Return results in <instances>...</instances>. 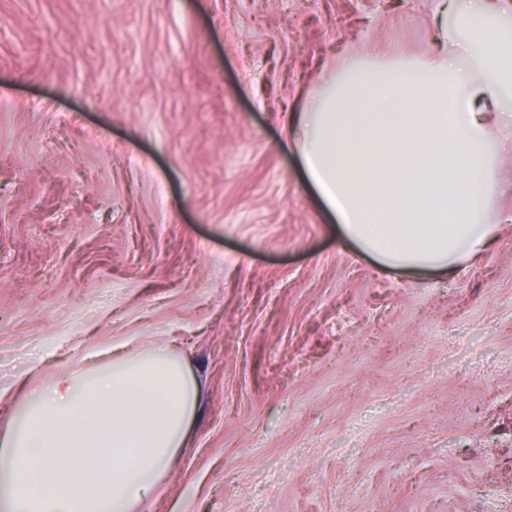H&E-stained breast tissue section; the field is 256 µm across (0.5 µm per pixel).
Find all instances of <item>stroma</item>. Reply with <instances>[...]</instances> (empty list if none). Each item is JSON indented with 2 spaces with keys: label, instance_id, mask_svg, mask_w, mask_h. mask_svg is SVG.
<instances>
[{
  "label": "stroma",
  "instance_id": "35a3bbf8",
  "mask_svg": "<svg viewBox=\"0 0 512 512\" xmlns=\"http://www.w3.org/2000/svg\"><path fill=\"white\" fill-rule=\"evenodd\" d=\"M436 0H0V428L86 348L200 382L146 512H512V110L498 238L451 274L344 239L288 115Z\"/></svg>",
  "mask_w": 512,
  "mask_h": 512
}]
</instances>
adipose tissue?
Returning a JSON list of instances; mask_svg holds the SVG:
<instances>
[{
  "label": "adipose tissue",
  "instance_id": "1",
  "mask_svg": "<svg viewBox=\"0 0 512 512\" xmlns=\"http://www.w3.org/2000/svg\"><path fill=\"white\" fill-rule=\"evenodd\" d=\"M438 51L329 72L292 118L301 165L343 236L390 269L449 273L494 241L499 142L512 105V12L449 0ZM467 37H460V30ZM31 392L0 433V512H134L184 448L199 383L168 344L91 352Z\"/></svg>",
  "mask_w": 512,
  "mask_h": 512
}]
</instances>
